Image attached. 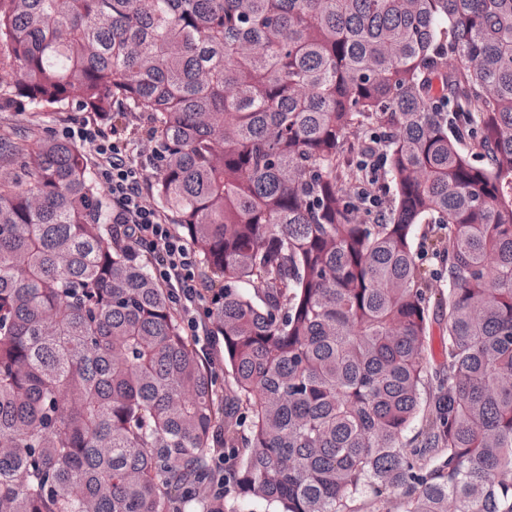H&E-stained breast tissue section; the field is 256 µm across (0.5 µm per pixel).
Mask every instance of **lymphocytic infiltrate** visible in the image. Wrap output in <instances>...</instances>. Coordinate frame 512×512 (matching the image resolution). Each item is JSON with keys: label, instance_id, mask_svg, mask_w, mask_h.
<instances>
[{"label": "lymphocytic infiltrate", "instance_id": "lymphocytic-infiltrate-1", "mask_svg": "<svg viewBox=\"0 0 512 512\" xmlns=\"http://www.w3.org/2000/svg\"><path fill=\"white\" fill-rule=\"evenodd\" d=\"M82 139L94 143L96 176L112 197V218L129 240L144 250L157 283L167 288L174 311L187 335L209 336L198 311L207 310L208 289L200 285L199 259L187 241L172 228L167 214L144 202L145 169L128 152L120 135L105 136L100 128H83Z\"/></svg>", "mask_w": 512, "mask_h": 512}]
</instances>
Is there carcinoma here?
<instances>
[{"label":"carcinoma","instance_id":"1","mask_svg":"<svg viewBox=\"0 0 512 512\" xmlns=\"http://www.w3.org/2000/svg\"><path fill=\"white\" fill-rule=\"evenodd\" d=\"M0 72V512H512V0H0ZM46 106L148 123L224 394ZM434 298L430 301L429 306V314L431 319V332L430 335L426 338V347H427V357L431 364V366L438 367L440 363L443 361V356L441 352V327L439 323L444 325L446 322L445 313L441 312L440 308H437L434 304ZM398 499L396 496H390L388 500L375 499L372 495H365L358 498L353 504L359 512H397Z\"/></svg>","mask_w":512,"mask_h":512}]
</instances>
